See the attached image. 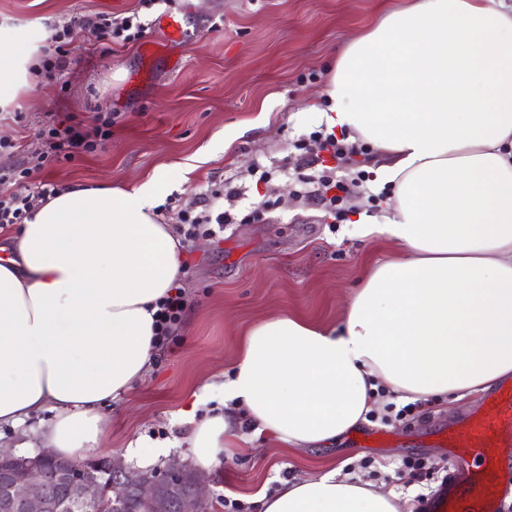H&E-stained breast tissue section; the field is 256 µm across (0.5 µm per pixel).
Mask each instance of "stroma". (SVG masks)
<instances>
[{
	"label": "stroma",
	"mask_w": 512,
	"mask_h": 512,
	"mask_svg": "<svg viewBox=\"0 0 512 512\" xmlns=\"http://www.w3.org/2000/svg\"><path fill=\"white\" fill-rule=\"evenodd\" d=\"M406 0H0V25H63L100 12L121 18L139 13L150 25L131 43L100 41L76 32L67 66L54 80L36 75L30 91L12 108L0 109V137L14 154L0 165L31 161L41 129L70 115L91 123L111 117L112 137L96 153L46 166L42 179L58 187L131 189L158 173L160 196L174 209L197 206L201 193L219 185L248 188L236 210H255L258 220L226 227L220 241L194 243L181 285L188 299L184 320L164 352L154 355L144 381L106 406L109 433L100 452L125 461L129 441L144 437L169 448L157 468L188 461L191 427L182 410L203 417L217 400L194 395L215 376L231 373L239 341L263 320L300 315L324 326L341 319L366 264L391 256L381 238H361L362 217L383 219L388 206L348 201L350 221L329 228L316 206L295 196L293 180L281 177L253 189L250 169L287 160L301 134L321 123L325 87L337 58L371 30L387 9ZM183 16L182 48L167 47L155 19ZM231 143L217 151L219 136ZM483 400L474 395L453 404L427 402L415 416L391 421L392 440L366 448L359 440L374 423L329 448H292L273 440L223 452L203 476L212 512H257V494L281 481L332 470L355 474L410 498L432 495L453 463L438 448L439 432L455 427Z\"/></svg>",
	"instance_id": "stroma-1"
}]
</instances>
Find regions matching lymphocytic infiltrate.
I'll use <instances>...</instances> for the list:
<instances>
[{
  "mask_svg": "<svg viewBox=\"0 0 512 512\" xmlns=\"http://www.w3.org/2000/svg\"><path fill=\"white\" fill-rule=\"evenodd\" d=\"M79 30L99 40L128 43L142 37L146 23L136 13L122 18H114L105 13L91 19L73 18L52 34L51 39L56 48L54 56L43 61L42 67L46 72L65 68V48ZM111 136V118L99 115L88 125L67 116L43 128L39 133L43 150L37 154L34 165L0 167V182L12 181L20 186L19 192L0 196V228L32 219L35 211L49 197L56 195L58 188L54 183L33 181L35 171L41 170L48 163L93 154L98 145ZM295 147L302 153L303 170L296 175L301 185L299 194L319 206L331 224L343 223L348 218L347 212L340 206L342 196L364 195L370 203L379 202V195L370 193L366 187L368 176L365 172L360 171L351 176L341 171L342 166L353 162L355 157L365 151L364 145L350 141L347 133H336L323 124L301 135ZM223 196V191L213 190L204 193L200 209L177 211L173 230L183 242L219 237L225 225L237 223L238 216L233 209L214 211L215 201ZM186 309L187 301L180 291L159 301L154 323L157 350H164L169 337L178 331Z\"/></svg>",
  "mask_w": 512,
  "mask_h": 512,
  "instance_id": "lymphocytic-infiltrate-1",
  "label": "lymphocytic infiltrate"
}]
</instances>
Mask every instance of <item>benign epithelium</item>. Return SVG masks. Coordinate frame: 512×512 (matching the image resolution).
Segmentation results:
<instances>
[{"mask_svg":"<svg viewBox=\"0 0 512 512\" xmlns=\"http://www.w3.org/2000/svg\"><path fill=\"white\" fill-rule=\"evenodd\" d=\"M0 512H208L206 486L186 464L147 474L110 456L65 460L47 450L3 454Z\"/></svg>","mask_w":512,"mask_h":512,"instance_id":"7a95c632","label":"benign epithelium"}]
</instances>
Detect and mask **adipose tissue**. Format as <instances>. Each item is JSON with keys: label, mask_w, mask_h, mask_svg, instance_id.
<instances>
[{"label": "adipose tissue", "mask_w": 512, "mask_h": 512, "mask_svg": "<svg viewBox=\"0 0 512 512\" xmlns=\"http://www.w3.org/2000/svg\"><path fill=\"white\" fill-rule=\"evenodd\" d=\"M45 29L0 27V108L29 88ZM329 126L386 158L384 223L398 251L369 266L337 326L269 318L241 342L231 377L201 397L194 465L265 436L325 448L395 403L473 396L512 376V5L412 0L337 60ZM164 175L130 190L72 185L20 225L0 264V427L52 412L39 441L84 459L107 437L105 406L142 383L158 302L183 275L157 223ZM258 512H413L410 500L336 472L286 480Z\"/></svg>", "instance_id": "1"}]
</instances>
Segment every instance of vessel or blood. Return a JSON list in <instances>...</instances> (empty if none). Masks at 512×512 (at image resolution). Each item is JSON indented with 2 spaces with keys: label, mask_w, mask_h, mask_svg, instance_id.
Listing matches in <instances>:
<instances>
[{
  "label": "vessel or blood",
  "mask_w": 512,
  "mask_h": 512,
  "mask_svg": "<svg viewBox=\"0 0 512 512\" xmlns=\"http://www.w3.org/2000/svg\"><path fill=\"white\" fill-rule=\"evenodd\" d=\"M158 24L167 44L179 47L183 29L178 15L166 13ZM506 432L512 434V383L487 394L474 413L441 433L439 444L447 448L457 468L450 486L440 487L432 496L430 512H499L501 437Z\"/></svg>",
  "instance_id": "1"
}]
</instances>
